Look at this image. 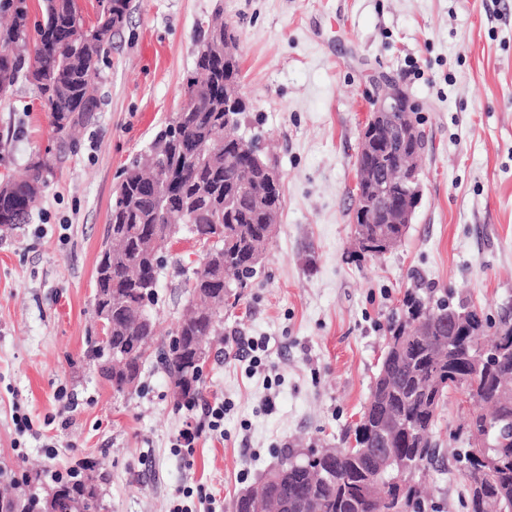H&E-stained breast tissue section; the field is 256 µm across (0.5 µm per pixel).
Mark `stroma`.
I'll return each mask as SVG.
<instances>
[{
    "instance_id": "obj_1",
    "label": "stroma",
    "mask_w": 512,
    "mask_h": 512,
    "mask_svg": "<svg viewBox=\"0 0 512 512\" xmlns=\"http://www.w3.org/2000/svg\"><path fill=\"white\" fill-rule=\"evenodd\" d=\"M233 31L248 120L280 173L277 227L256 277L224 309V344L203 370L224 401V433L192 453L173 441L202 409L177 406L148 358L129 397L84 358L94 270L123 167L185 98L200 26ZM395 80L427 136L422 196L392 250L353 254L352 183L368 97ZM99 110L60 148L37 91L0 100V178L40 154L56 176L28 223L0 227V463L52 473L95 462L107 512H233L235 498L289 449L340 448L363 411L389 318L413 284L497 316L512 304V0H127L101 65ZM177 244L154 311L159 340L187 302ZM264 339L253 365L242 347ZM31 420L17 436L14 409ZM472 403L451 393L434 429L425 512H466L447 446Z\"/></svg>"
}]
</instances>
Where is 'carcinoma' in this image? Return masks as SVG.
<instances>
[{
    "label": "carcinoma",
    "mask_w": 512,
    "mask_h": 512,
    "mask_svg": "<svg viewBox=\"0 0 512 512\" xmlns=\"http://www.w3.org/2000/svg\"><path fill=\"white\" fill-rule=\"evenodd\" d=\"M110 12L97 15L94 25H84L75 0H43L42 19L29 26V0H6L10 21L0 26V46L11 49L0 56V98L7 97L22 80L35 85L53 117V132L61 144L70 143L74 130L93 123L98 108L100 62L111 48L112 33L126 19L127 0H111ZM35 35H30L29 29ZM196 71L190 79L188 101L156 133L145 154L123 169L110 206L106 237L95 266V287L101 301L94 309L112 306V339L88 341L85 359L99 368L112 390L126 394L123 376L107 368L111 353L121 352L127 366L140 375L154 340L153 323L137 325L131 313L151 312L155 290L164 269L163 253H150L144 243L157 224H171L184 239L211 243L220 260H205L185 278L188 302L174 335L183 348L162 349L160 359L182 405L194 404L202 393V366L193 362L194 348L220 345L215 337L224 321L228 302L226 280L244 284L257 274L260 264L254 252L263 251L266 216L254 197L239 190L248 171L268 164L255 159L238 142H224V81L239 76V60L224 57V25L214 24L197 35ZM232 162L224 164V146ZM54 177L52 161L37 160L19 179L0 182V226L27 221L42 193ZM456 308L446 297L428 288H414L403 301L402 314L391 319L386 350L373 382L366 409L353 429L355 445L336 449V455L311 463L295 460L288 453V476L277 488L279 499L297 506L293 512H378V504L363 497L375 473L379 453L386 450L378 438V416L391 413L418 425L421 434L409 440L397 434L390 453L426 466L435 458L438 443L433 429L441 408L452 390L463 388L488 411L469 414L466 428L476 424L489 428L494 448L502 459L492 474L462 448L456 453L459 473L465 484L470 512H512V356L492 372L461 382L458 373L466 357L476 352V337H467L453 359L446 345L448 323L439 317ZM489 328L495 339L491 347L512 343V308L498 320L475 322L473 331ZM73 470L69 479H59L53 488L81 493L93 475ZM390 469L379 475L377 494L402 501L419 499V488H393ZM15 488L0 493V512H40L44 497L26 494L27 481H14Z\"/></svg>",
    "instance_id": "cac0c4a2"
}]
</instances>
